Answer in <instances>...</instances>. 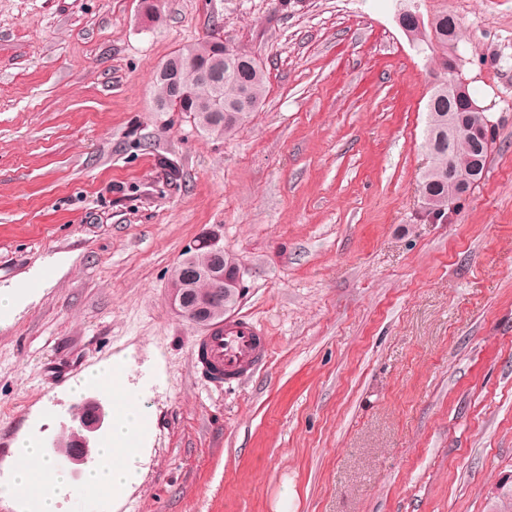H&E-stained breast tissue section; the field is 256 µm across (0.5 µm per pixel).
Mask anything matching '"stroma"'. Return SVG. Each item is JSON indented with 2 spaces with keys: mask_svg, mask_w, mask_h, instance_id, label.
I'll list each match as a JSON object with an SVG mask.
<instances>
[{
  "mask_svg": "<svg viewBox=\"0 0 512 512\" xmlns=\"http://www.w3.org/2000/svg\"><path fill=\"white\" fill-rule=\"evenodd\" d=\"M0 0V512L22 437L68 435L69 386L122 357L149 411L138 483L89 512H493L512 485V0H422L493 127L483 178L425 221L444 72L400 0ZM263 67L232 136L157 111L155 70L214 24ZM270 357L214 387L172 311L207 234Z\"/></svg>",
  "mask_w": 512,
  "mask_h": 512,
  "instance_id": "35a3bbf8",
  "label": "stroma"
}]
</instances>
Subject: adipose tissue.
I'll return each mask as SVG.
<instances>
[{
    "instance_id": "adipose-tissue-1",
    "label": "adipose tissue",
    "mask_w": 512,
    "mask_h": 512,
    "mask_svg": "<svg viewBox=\"0 0 512 512\" xmlns=\"http://www.w3.org/2000/svg\"><path fill=\"white\" fill-rule=\"evenodd\" d=\"M125 377L126 363L116 358L88 369L82 383L73 387L78 395L90 384L112 399V437L77 489L82 494L116 497L139 479L137 462L143 453L148 414L142 400L123 386ZM9 465L13 471V492L23 497L37 494L40 512H57V500L77 491L66 475L44 460L40 448L26 441L15 443Z\"/></svg>"
}]
</instances>
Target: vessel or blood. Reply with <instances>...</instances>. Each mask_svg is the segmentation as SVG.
<instances>
[{"mask_svg": "<svg viewBox=\"0 0 512 512\" xmlns=\"http://www.w3.org/2000/svg\"><path fill=\"white\" fill-rule=\"evenodd\" d=\"M197 366L215 384H229L249 377L268 356L262 329L241 319L217 326L194 344Z\"/></svg>", "mask_w": 512, "mask_h": 512, "instance_id": "vessel-or-blood-1", "label": "vessel or blood"}]
</instances>
